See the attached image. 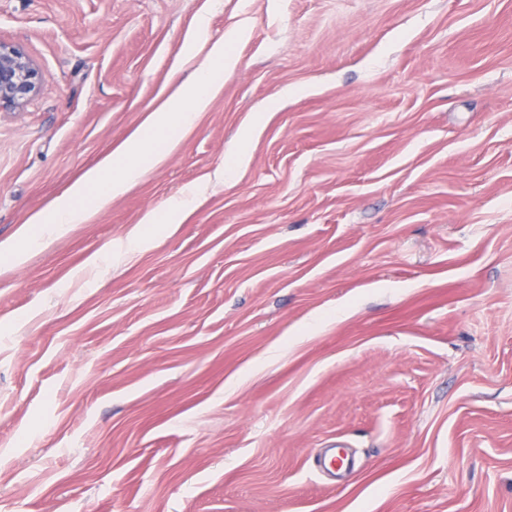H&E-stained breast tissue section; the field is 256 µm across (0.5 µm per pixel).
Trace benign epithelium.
Segmentation results:
<instances>
[{
  "label": "benign epithelium",
  "instance_id": "1",
  "mask_svg": "<svg viewBox=\"0 0 512 512\" xmlns=\"http://www.w3.org/2000/svg\"><path fill=\"white\" fill-rule=\"evenodd\" d=\"M45 78L21 46L0 42V110L24 107L39 93Z\"/></svg>",
  "mask_w": 512,
  "mask_h": 512
}]
</instances>
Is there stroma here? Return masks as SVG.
I'll use <instances>...</instances> for the list:
<instances>
[{
    "mask_svg": "<svg viewBox=\"0 0 512 512\" xmlns=\"http://www.w3.org/2000/svg\"><path fill=\"white\" fill-rule=\"evenodd\" d=\"M0 42L46 74L0 112V248L212 44L239 60L161 166L0 267V512H512V0H0ZM192 201L189 196L177 197L169 202L164 213L158 214L154 211L146 213L141 222L144 225L128 232L119 243L94 253L87 262L88 267L96 268L112 262V259L114 260L121 252H136L149 247L165 224H177L181 221L189 211Z\"/></svg>",
    "mask_w": 512,
    "mask_h": 512,
    "instance_id": "obj_1",
    "label": "stroma"
}]
</instances>
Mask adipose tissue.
I'll return each mask as SVG.
<instances>
[{"mask_svg": "<svg viewBox=\"0 0 512 512\" xmlns=\"http://www.w3.org/2000/svg\"><path fill=\"white\" fill-rule=\"evenodd\" d=\"M209 70L198 73L190 84L179 87L162 101L140 126L137 132L118 151L116 159H107L86 172L68 193L57 199L48 214L32 219L37 234L23 236L6 251L11 264H20L27 251L43 241L68 233L74 225L85 223L91 215L106 207L112 198L124 193L151 168L162 164L181 135L190 131L200 112L220 90L225 72L233 70L238 60L226 54L223 45H214ZM192 199L182 196L172 199L164 213L148 212L141 226L127 233L117 244L94 253L87 265L99 267L111 262L120 253L143 250L152 243L165 225L174 224L187 214Z\"/></svg>", "mask_w": 512, "mask_h": 512, "instance_id": "ef3b65f1", "label": "adipose tissue"}]
</instances>
